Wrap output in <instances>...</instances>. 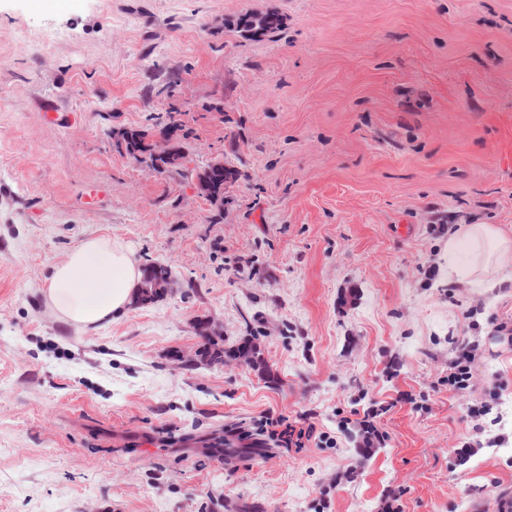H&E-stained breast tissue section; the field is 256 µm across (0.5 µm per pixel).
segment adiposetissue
<instances>
[{
	"label": "adipose tissue",
	"instance_id": "1",
	"mask_svg": "<svg viewBox=\"0 0 512 512\" xmlns=\"http://www.w3.org/2000/svg\"><path fill=\"white\" fill-rule=\"evenodd\" d=\"M469 250L470 262L456 272L458 281L481 278L498 288L512 267V237L488 224H468L449 238V250ZM143 272L122 243L102 237L80 242L57 262L44 289L49 306L61 321L81 328L111 323L138 294Z\"/></svg>",
	"mask_w": 512,
	"mask_h": 512
}]
</instances>
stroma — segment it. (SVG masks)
<instances>
[{
    "label": "stroma",
    "instance_id": "1",
    "mask_svg": "<svg viewBox=\"0 0 512 512\" xmlns=\"http://www.w3.org/2000/svg\"><path fill=\"white\" fill-rule=\"evenodd\" d=\"M248 11L280 24L243 36ZM218 161L220 205L196 179ZM450 224L512 232V0H0V512H496L512 440L457 448L491 398L512 433V269L452 282ZM90 237L175 285L60 322L43 287ZM267 413L336 444L282 453L250 432ZM475 345L461 343L456 355L448 362V387L455 391H463L469 387L472 378L471 364L475 361Z\"/></svg>",
    "mask_w": 512,
    "mask_h": 512
}]
</instances>
